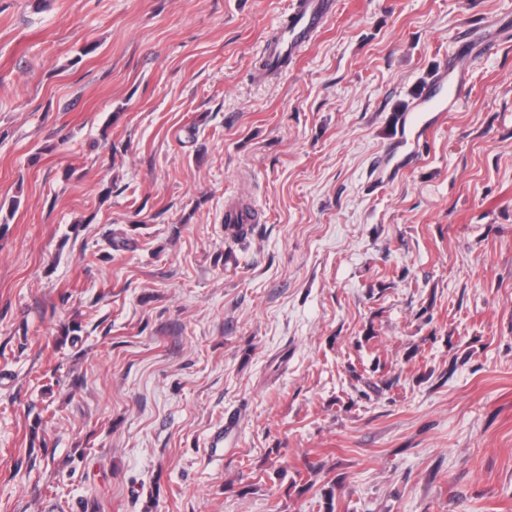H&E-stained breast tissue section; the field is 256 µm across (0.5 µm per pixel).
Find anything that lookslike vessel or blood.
Masks as SVG:
<instances>
[{
	"label": "vessel or blood",
	"instance_id": "b4317fda",
	"mask_svg": "<svg viewBox=\"0 0 512 512\" xmlns=\"http://www.w3.org/2000/svg\"><path fill=\"white\" fill-rule=\"evenodd\" d=\"M335 0H290L288 16L277 28L274 41L267 44L265 55L269 66L280 68L296 58L300 49L322 29L334 14ZM470 53L468 41H460L455 48L457 61L444 66L433 81L432 89L425 92L415 110L408 112L402 123L404 137L410 143L407 165L422 159L419 151L421 140L438 126L448 104L461 102L469 88V73L458 61Z\"/></svg>",
	"mask_w": 512,
	"mask_h": 512
}]
</instances>
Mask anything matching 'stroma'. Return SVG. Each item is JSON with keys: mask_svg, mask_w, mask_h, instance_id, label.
I'll use <instances>...</instances> for the list:
<instances>
[{"mask_svg": "<svg viewBox=\"0 0 512 512\" xmlns=\"http://www.w3.org/2000/svg\"><path fill=\"white\" fill-rule=\"evenodd\" d=\"M335 2L0 0V512H512V0ZM335 8L334 0H291L288 16L277 28L276 40L266 46L269 66L280 68L296 58L335 13ZM434 87L425 92L415 110L408 112L402 123L403 136L410 143L411 150L406 154V167L413 166L422 160L418 149L420 141L438 126L446 112L448 103L461 102L468 92L469 72L453 62L440 70L432 83Z\"/></svg>", "mask_w": 512, "mask_h": 512, "instance_id": "35a3bbf8", "label": "stroma"}]
</instances>
